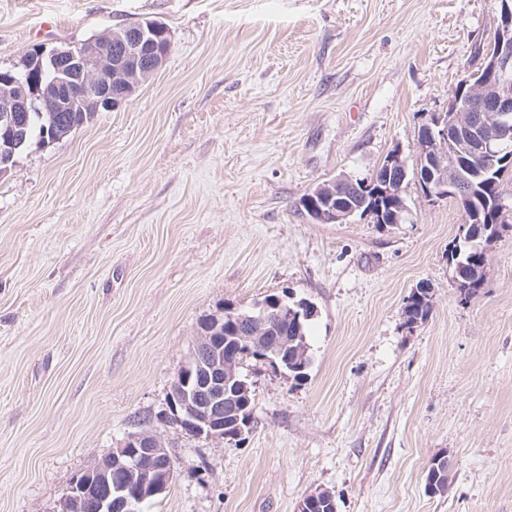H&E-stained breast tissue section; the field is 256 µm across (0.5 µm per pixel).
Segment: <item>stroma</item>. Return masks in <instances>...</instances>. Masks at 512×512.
<instances>
[{"label": "stroma", "mask_w": 512, "mask_h": 512, "mask_svg": "<svg viewBox=\"0 0 512 512\" xmlns=\"http://www.w3.org/2000/svg\"><path fill=\"white\" fill-rule=\"evenodd\" d=\"M498 0H0V71L125 23L170 29L128 101L0 176V512H57L148 430L174 460L142 512H512V230L477 297L448 263L462 213L402 185L404 219L319 224L324 180L370 177L482 63ZM432 311L407 323L419 285ZM313 303L296 380L247 358L254 426L215 444L168 395L201 323ZM444 494L424 490L436 453Z\"/></svg>", "instance_id": "stroma-1"}]
</instances>
